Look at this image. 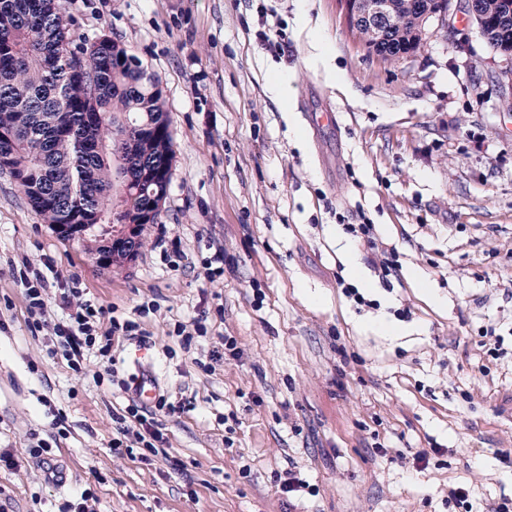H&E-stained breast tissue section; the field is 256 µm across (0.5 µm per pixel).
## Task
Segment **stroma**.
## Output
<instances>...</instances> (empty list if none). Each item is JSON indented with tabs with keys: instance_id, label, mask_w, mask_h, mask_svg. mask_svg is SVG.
<instances>
[{
	"instance_id": "1",
	"label": "stroma",
	"mask_w": 512,
	"mask_h": 512,
	"mask_svg": "<svg viewBox=\"0 0 512 512\" xmlns=\"http://www.w3.org/2000/svg\"><path fill=\"white\" fill-rule=\"evenodd\" d=\"M64 7L161 77L172 178L135 259L104 270L0 172V448L22 460L0 468V512H61L87 488L91 512H512V358L488 354L512 346V64L462 13L390 61L340 0ZM327 110L341 128L303 118ZM363 223L395 251L388 280L345 230ZM26 266L47 273L40 328ZM73 286L147 332L117 368L175 405L163 452L112 453L124 392L49 357ZM181 323L204 329L188 351ZM228 336L238 356L211 360ZM290 470L309 485L293 499Z\"/></svg>"
}]
</instances>
